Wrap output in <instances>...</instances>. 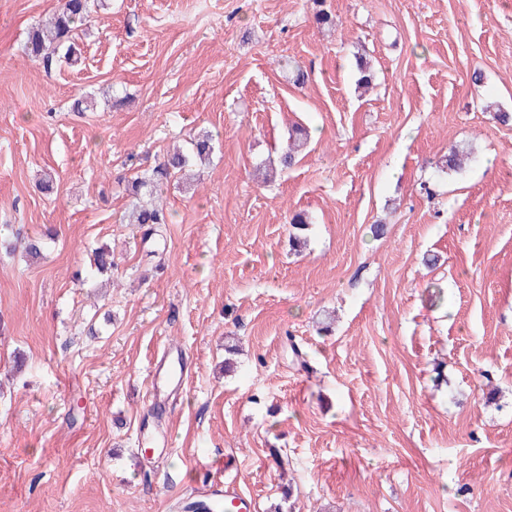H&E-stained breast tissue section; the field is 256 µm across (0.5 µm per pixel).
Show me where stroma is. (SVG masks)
<instances>
[{
    "mask_svg": "<svg viewBox=\"0 0 512 512\" xmlns=\"http://www.w3.org/2000/svg\"><path fill=\"white\" fill-rule=\"evenodd\" d=\"M58 6L0 0V234L56 231L0 250V512H185L227 458L257 512H512V0H103L72 68L25 52ZM189 144L190 149L187 152L167 156L150 175L134 179L131 191L138 203L132 212V224L147 226L150 234L157 231L155 225L168 224L163 208L153 202L155 195L161 191L164 181H168L172 172L175 174L185 171L195 158L204 159L214 151V142L209 135L193 137ZM144 197H149L150 202L142 201Z\"/></svg>",
    "mask_w": 512,
    "mask_h": 512,
    "instance_id": "35a3bbf8",
    "label": "stroma"
}]
</instances>
